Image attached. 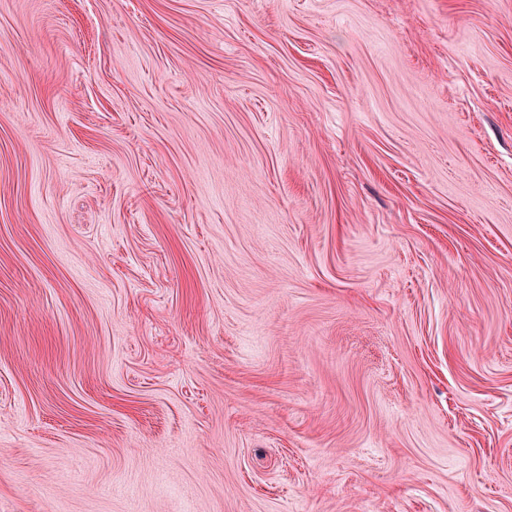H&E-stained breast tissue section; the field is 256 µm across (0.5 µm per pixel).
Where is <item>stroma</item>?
Listing matches in <instances>:
<instances>
[{
	"mask_svg": "<svg viewBox=\"0 0 512 512\" xmlns=\"http://www.w3.org/2000/svg\"><path fill=\"white\" fill-rule=\"evenodd\" d=\"M0 512H512V0H0Z\"/></svg>",
	"mask_w": 512,
	"mask_h": 512,
	"instance_id": "1",
	"label": "stroma"
}]
</instances>
